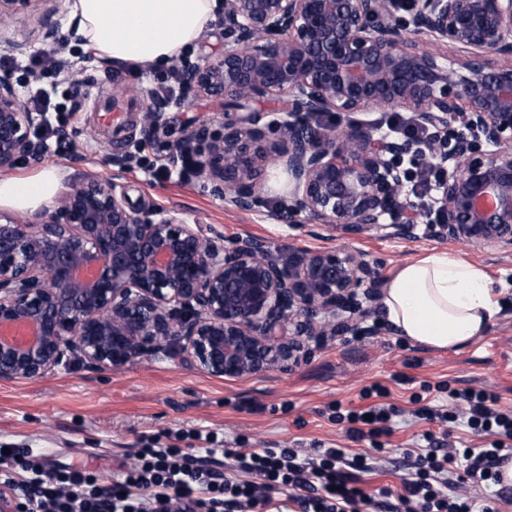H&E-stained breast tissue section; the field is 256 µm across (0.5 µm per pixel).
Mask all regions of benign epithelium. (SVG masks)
Masks as SVG:
<instances>
[{
    "mask_svg": "<svg viewBox=\"0 0 512 512\" xmlns=\"http://www.w3.org/2000/svg\"><path fill=\"white\" fill-rule=\"evenodd\" d=\"M176 67L197 93L238 107L288 98L283 112H226L221 131L177 141L225 206L259 207L273 164L294 184L269 213L279 224L398 239L425 224L451 243L512 253V0H410L403 11L397 0H224L222 50ZM139 93L150 100L143 129L164 132L177 99ZM369 110L412 113L430 153L356 118ZM42 121L0 80V169L41 147ZM407 158L445 172L421 210ZM383 284L360 251L282 259L264 238L226 246L90 177L41 224L0 212V326L37 327L0 341V380L166 358L224 378L286 370L306 341L355 333Z\"/></svg>",
    "mask_w": 512,
    "mask_h": 512,
    "instance_id": "1",
    "label": "benign epithelium"
}]
</instances>
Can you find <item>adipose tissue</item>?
I'll list each match as a JSON object with an SVG mask.
<instances>
[{"label":"adipose tissue","instance_id":"obj_1","mask_svg":"<svg viewBox=\"0 0 512 512\" xmlns=\"http://www.w3.org/2000/svg\"><path fill=\"white\" fill-rule=\"evenodd\" d=\"M218 0H73L69 18L95 55L114 65L159 64L191 46L219 18ZM54 168L0 177V207L25 211L53 197ZM381 311L395 333L433 349L460 350L484 335L501 309L474 264L437 252L401 265Z\"/></svg>","mask_w":512,"mask_h":512}]
</instances>
